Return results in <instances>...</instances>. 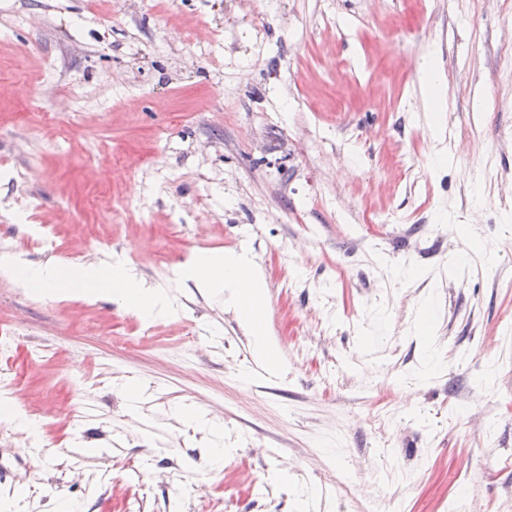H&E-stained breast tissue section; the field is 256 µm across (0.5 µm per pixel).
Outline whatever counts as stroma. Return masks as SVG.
<instances>
[{
	"instance_id": "obj_1",
	"label": "stroma",
	"mask_w": 512,
	"mask_h": 512,
	"mask_svg": "<svg viewBox=\"0 0 512 512\" xmlns=\"http://www.w3.org/2000/svg\"><path fill=\"white\" fill-rule=\"evenodd\" d=\"M512 0H0V240L169 285L249 248L283 377L196 288L174 318L0 278L38 446L14 512H512ZM447 90L433 129L416 65ZM423 178L412 183L409 169ZM43 351L29 360L27 350ZM142 388L138 416L124 389ZM222 421L229 453L189 412Z\"/></svg>"
}]
</instances>
